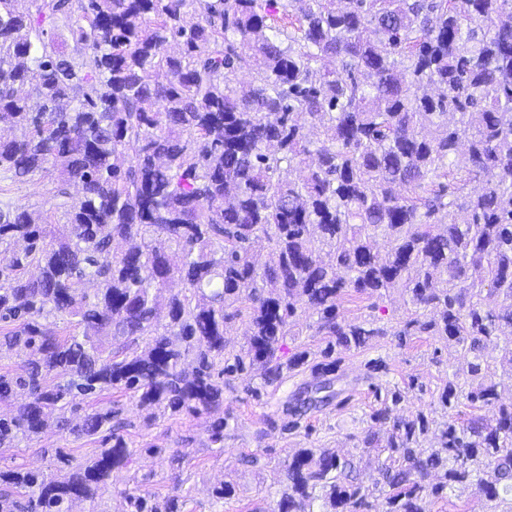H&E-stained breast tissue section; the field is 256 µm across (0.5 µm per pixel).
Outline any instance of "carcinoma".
I'll return each mask as SVG.
<instances>
[{
    "label": "carcinoma",
    "mask_w": 512,
    "mask_h": 512,
    "mask_svg": "<svg viewBox=\"0 0 512 512\" xmlns=\"http://www.w3.org/2000/svg\"><path fill=\"white\" fill-rule=\"evenodd\" d=\"M17 2L0 0V124L24 134L0 136V173H54L63 222L0 202V359L29 352L22 375L0 374L1 402L25 394L0 414V448L50 425L105 447L0 468V512H108L112 471L137 451L105 392L150 418L205 413L224 447L232 378L259 373V400L301 366L335 372L387 335L339 301L398 287L414 308L398 335L462 347L471 383H444L429 447L427 416L386 390L370 419L387 436L364 439L386 453L385 512L469 489L512 512V397L484 355L504 336L512 368V0ZM304 312L324 346L284 361ZM59 316L81 333L47 332ZM462 399L479 413L460 423ZM284 484L272 512H361L374 493L323 448L296 450ZM120 495L129 512H182L177 486Z\"/></svg>",
    "instance_id": "cac0c4a2"
}]
</instances>
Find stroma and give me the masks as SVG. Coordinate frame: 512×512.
Returning <instances> with one entry per match:
<instances>
[{
  "label": "stroma",
  "instance_id": "obj_1",
  "mask_svg": "<svg viewBox=\"0 0 512 512\" xmlns=\"http://www.w3.org/2000/svg\"><path fill=\"white\" fill-rule=\"evenodd\" d=\"M52 188L53 177L45 174L12 184L6 199L53 218L57 212ZM339 311L348 320L374 316L391 333L362 348L342 352L338 369L328 376L331 388L324 405L298 417L291 411L296 399L320 381L309 367L285 374L258 402L245 394L242 381L227 386L224 413L229 426L223 449L208 445V415L181 413L150 421L122 393H104V400L118 402L124 418L131 420L123 435L129 447L137 451L129 467L112 474L105 495L112 512L125 508L121 490L138 485L157 499H166L176 476L183 482V512H271L285 462L298 448H327L353 457L365 483H374L378 458L376 453L363 452L362 442L373 430L370 415L380 406L377 389L389 383L402 386L417 378L418 386L409 391L404 408L431 411L449 375H456L459 385L467 386L469 358L438 336L398 339L396 330L413 314L401 290L392 289L380 297L347 295ZM376 358L386 361L387 372L369 371V361ZM100 446V441L80 439L50 427L20 447L0 448V465L40 469L48 463L45 449L64 448L86 459ZM148 446L158 447V454L146 455ZM223 481L231 483L235 493L220 503L213 498L212 489Z\"/></svg>",
  "mask_w": 512,
  "mask_h": 512
}]
</instances>
